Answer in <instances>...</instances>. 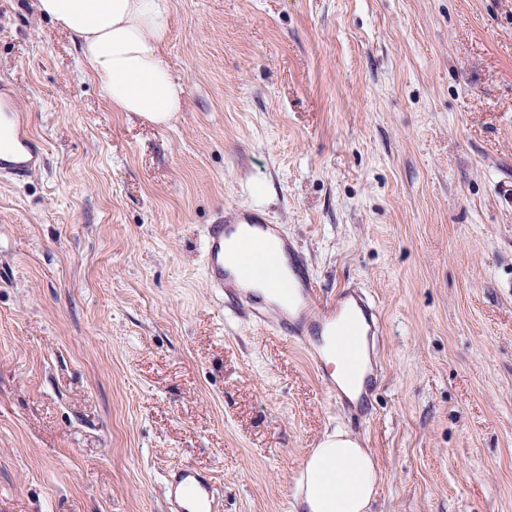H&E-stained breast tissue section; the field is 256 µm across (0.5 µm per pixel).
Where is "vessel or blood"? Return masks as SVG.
I'll use <instances>...</instances> for the list:
<instances>
[{"mask_svg": "<svg viewBox=\"0 0 512 512\" xmlns=\"http://www.w3.org/2000/svg\"><path fill=\"white\" fill-rule=\"evenodd\" d=\"M23 114L11 87L0 81V131L11 127L9 152L0 151V178L19 179L40 172L46 152L23 128ZM207 284L221 296L246 307L253 322L273 323L278 332L309 351L320 375L328 369L321 351L324 337L359 322L364 335H380L376 307L363 295L346 305L318 308L316 291L296 259L282 225L261 209L225 208L209 224L205 237ZM167 512H214L211 478L192 467L174 468L164 482Z\"/></svg>", "mask_w": 512, "mask_h": 512, "instance_id": "obj_1", "label": "vessel or blood"}]
</instances>
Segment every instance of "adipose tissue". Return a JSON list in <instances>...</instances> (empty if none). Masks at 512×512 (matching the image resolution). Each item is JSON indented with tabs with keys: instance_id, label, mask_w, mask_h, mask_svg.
<instances>
[{
	"instance_id": "1",
	"label": "adipose tissue",
	"mask_w": 512,
	"mask_h": 512,
	"mask_svg": "<svg viewBox=\"0 0 512 512\" xmlns=\"http://www.w3.org/2000/svg\"><path fill=\"white\" fill-rule=\"evenodd\" d=\"M36 10L77 39L103 96L123 112L164 125L183 107L185 87L163 58L170 0H36ZM380 470L344 431L313 449L298 479L300 512H368Z\"/></svg>"
}]
</instances>
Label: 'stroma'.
<instances>
[{"mask_svg":"<svg viewBox=\"0 0 512 512\" xmlns=\"http://www.w3.org/2000/svg\"><path fill=\"white\" fill-rule=\"evenodd\" d=\"M170 123L118 111L35 0H0V80L47 167L0 180V512H294L335 430L370 512H512V0H171ZM262 209L318 299L362 289L359 416L303 351L224 315L203 242ZM167 512H213L211 478L192 467L174 468L164 482Z\"/></svg>","mask_w":512,"mask_h":512,"instance_id":"stroma-1","label":"stroma"}]
</instances>
